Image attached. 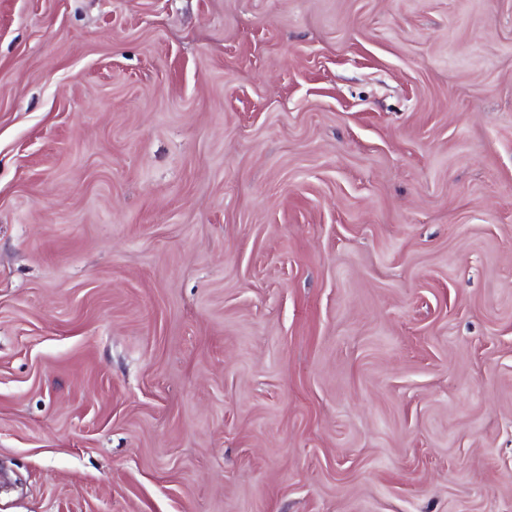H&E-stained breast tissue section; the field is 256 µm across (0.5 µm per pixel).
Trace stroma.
Returning <instances> with one entry per match:
<instances>
[{"instance_id": "stroma-1", "label": "stroma", "mask_w": 512, "mask_h": 512, "mask_svg": "<svg viewBox=\"0 0 512 512\" xmlns=\"http://www.w3.org/2000/svg\"><path fill=\"white\" fill-rule=\"evenodd\" d=\"M0 512H512V0H0Z\"/></svg>"}]
</instances>
